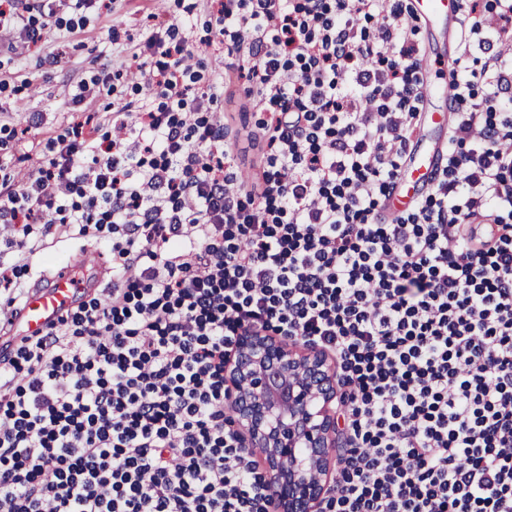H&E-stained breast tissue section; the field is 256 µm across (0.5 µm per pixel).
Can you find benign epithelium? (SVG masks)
Wrapping results in <instances>:
<instances>
[{
	"mask_svg": "<svg viewBox=\"0 0 512 512\" xmlns=\"http://www.w3.org/2000/svg\"><path fill=\"white\" fill-rule=\"evenodd\" d=\"M226 378L237 425L261 459L271 512H318L336 464L333 364L317 350L249 333Z\"/></svg>",
	"mask_w": 512,
	"mask_h": 512,
	"instance_id": "obj_1",
	"label": "benign epithelium"
}]
</instances>
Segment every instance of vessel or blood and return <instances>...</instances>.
<instances>
[{"mask_svg": "<svg viewBox=\"0 0 512 512\" xmlns=\"http://www.w3.org/2000/svg\"><path fill=\"white\" fill-rule=\"evenodd\" d=\"M413 8L426 27H438L455 36L460 14L459 0H412ZM455 66L451 49L442 52L431 50L424 53V95L425 97L447 98V78ZM449 111L425 112L424 122L440 127L447 126ZM425 129L420 130L407 163L398 179L397 188L391 198L394 208H404L429 186L434 169L441 166L444 159V139L429 138ZM100 265L99 259L85 260L75 266L68 262L60 263L42 281L35 283L26 292L13 318L11 332L15 337L45 333L67 310L78 302L83 292L101 287L103 281L94 276V269Z\"/></svg>", "mask_w": 512, "mask_h": 512, "instance_id": "1", "label": "vessel or blood"}]
</instances>
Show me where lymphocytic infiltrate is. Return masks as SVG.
Here are the masks:
<instances>
[{
  "label": "lymphocytic infiltrate",
  "instance_id": "obj_1",
  "mask_svg": "<svg viewBox=\"0 0 512 512\" xmlns=\"http://www.w3.org/2000/svg\"><path fill=\"white\" fill-rule=\"evenodd\" d=\"M99 0H6L7 51ZM77 85L27 176L0 140V512H269L228 405L240 336L318 349L345 446L321 512H512V0H462L443 167L411 0H189ZM215 13L205 70L188 43ZM485 49L482 57L473 48ZM491 95L476 104L477 85ZM125 86L98 123L88 101ZM111 286L8 336L47 237Z\"/></svg>",
  "mask_w": 512,
  "mask_h": 512
}]
</instances>
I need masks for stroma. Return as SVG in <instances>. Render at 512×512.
Masks as SVG:
<instances>
[{
	"label": "stroma",
	"instance_id": "stroma-1",
	"mask_svg": "<svg viewBox=\"0 0 512 512\" xmlns=\"http://www.w3.org/2000/svg\"><path fill=\"white\" fill-rule=\"evenodd\" d=\"M121 24L125 38L138 39L147 24L132 0H116L113 10L89 14L86 23L76 28L61 27L39 48L23 54L0 53V75L21 73L32 79L33 90L24 96L15 114L18 134L10 146L15 156L32 152L37 135L26 129L29 113L45 112L58 125L71 120L69 95L83 80L89 79L103 64L112 60L109 31Z\"/></svg>",
	"mask_w": 512,
	"mask_h": 512
}]
</instances>
